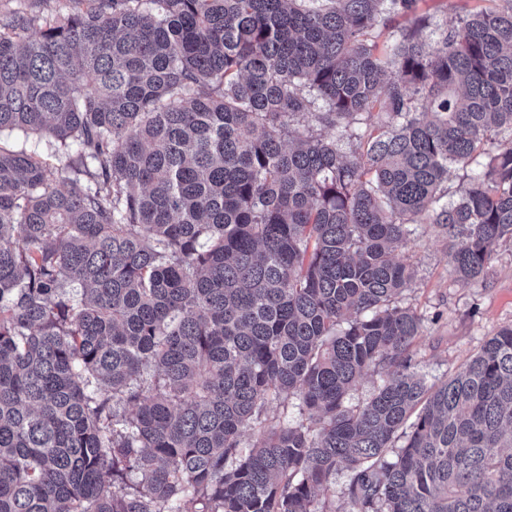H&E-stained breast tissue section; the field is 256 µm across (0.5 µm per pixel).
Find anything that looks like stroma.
Returning a JSON list of instances; mask_svg holds the SVG:
<instances>
[{"mask_svg":"<svg viewBox=\"0 0 512 512\" xmlns=\"http://www.w3.org/2000/svg\"><path fill=\"white\" fill-rule=\"evenodd\" d=\"M481 0H417L415 15L428 22L426 42L455 24ZM414 278L401 298L423 317L413 370L428 382H439L458 371L489 337L512 324V242L501 243L486 278L459 280L448 262V248L437 228L416 225L398 249Z\"/></svg>","mask_w":512,"mask_h":512,"instance_id":"1","label":"stroma"}]
</instances>
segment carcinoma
<instances>
[{"instance_id": "carcinoma-1", "label": "carcinoma", "mask_w": 512, "mask_h": 512, "mask_svg": "<svg viewBox=\"0 0 512 512\" xmlns=\"http://www.w3.org/2000/svg\"><path fill=\"white\" fill-rule=\"evenodd\" d=\"M415 6L0 13V132L69 158L0 143V512H512V324L427 383L396 258L435 224L476 280L512 241V8L429 45ZM1 142L17 145L24 148L28 153L41 156L54 167H62L67 163L68 157L64 154L54 156L47 144V141L37 136H29L25 138L22 134L16 132L3 131L0 133ZM484 162V157L479 155L475 161L466 169H451L448 174V182L445 187L448 188V194L441 200L442 204L457 201L460 196V191L466 185L471 169L478 168ZM347 482V473L344 471H339L332 477L328 489L322 492L320 495V500L326 501V504L331 508H338L342 504V493L346 487Z\"/></svg>"}]
</instances>
